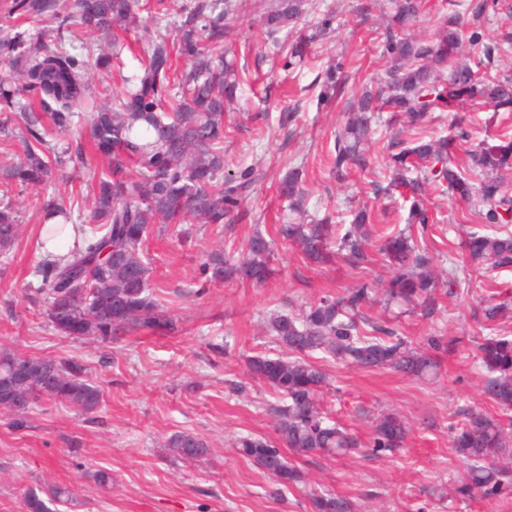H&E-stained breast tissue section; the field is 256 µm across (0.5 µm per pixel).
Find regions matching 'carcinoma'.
Returning a JSON list of instances; mask_svg holds the SVG:
<instances>
[{
    "label": "carcinoma",
    "instance_id": "cac0c4a2",
    "mask_svg": "<svg viewBox=\"0 0 512 512\" xmlns=\"http://www.w3.org/2000/svg\"><path fill=\"white\" fill-rule=\"evenodd\" d=\"M251 0H194L179 10L174 22L176 50L189 70L177 72L165 36L146 40L142 75L138 84L112 97V105L98 103L89 86L84 59L66 48L67 35L110 31L116 24L135 21L141 0H72L65 14L56 11L57 0H19L17 8L29 18L58 20L51 38L26 39L16 35L0 43L8 54L10 79L0 81V132L19 121L24 128L23 156L5 157L0 163V188L13 184L33 189L50 183L54 171L70 163L88 165L82 146L58 152L46 140L44 118L60 132L84 118L95 150L109 159L108 169L97 174L96 191L88 223L97 231L74 242L60 261H44L37 267L38 292L47 295L46 316L61 336L108 340L124 333L168 326L170 317L155 298L150 284L149 262L139 245L151 224H180L192 216L204 224H222L231 218L253 182L244 169L224 177V107L240 86L233 65L224 60L230 26L226 17L249 12ZM306 0H273L261 17L267 33L285 28L281 48L288 50L287 66L303 59L313 41L331 29L334 18L323 15L317 22L305 20ZM392 10L377 31L387 80L376 89H364L349 104V116L334 141L333 174L345 179L349 169L364 170L369 160L365 146L375 134L373 114L390 112L406 119L413 136L387 141L388 182L374 184L375 193L417 197L430 186L466 202L477 200L468 211L483 232L469 234L465 249L474 261H488L495 268L512 266V189L504 174H512V129L500 130L489 139L469 143L458 159L452 147L468 143L460 129L446 137L427 135L425 122L434 112H453L465 106L492 110L487 124L497 123L499 113H512V71L503 73L497 62L512 43L507 33L497 39L484 28L489 11L512 14L508 0H466L464 12H454L438 25L435 37L411 31L421 10V0H391ZM347 78L343 63L326 67L321 74V99L344 93ZM279 192L290 202L288 222L277 235L298 246L310 264L327 262L331 245L353 266L368 262L367 247L374 229L373 211L358 209L348 224L330 219L305 221L304 197L299 172L291 168L279 182ZM42 212L70 221V212L54 194L40 198ZM19 236L17 212L0 206V255L14 246ZM274 240L257 232L245 253L232 264L221 253L203 264L210 279L222 280L235 271L253 283L266 282ZM380 252L392 275L382 288L385 304L401 313L420 312L430 319L438 311L439 279L433 272L427 248L412 236L390 231L381 236ZM376 286L363 281L336 297H326L295 317H274L269 329L286 353L256 356L249 372L286 400L277 409L278 443L245 437L237 441L239 452L286 487L301 478L283 448L298 456L323 454L340 457L364 446L381 457L403 447L410 426L392 412L376 418L368 443L337 423L322 410L321 389L325 373L298 355L311 351L362 369H393L407 377L423 379L438 369L433 352L440 339L431 338L429 349L418 350L397 330L383 326L363 313ZM508 302L489 292L481 308L483 328L475 349L482 370V393L507 416L508 422L483 412H471L456 429L452 443L467 470L456 492L495 498L512 485V336L498 332ZM30 364V377L20 384L24 410L13 412L17 429L28 427L29 415L42 400L65 401L86 415L98 411L100 388L85 376L76 360L60 361L7 351L0 352V381L13 376L15 365ZM164 447L174 457L198 460L210 453L203 438L175 433ZM70 496L56 487L41 497L31 490L25 496L26 512H57L53 505ZM317 512H353L343 496L325 495L315 500Z\"/></svg>",
    "mask_w": 512,
    "mask_h": 512
}]
</instances>
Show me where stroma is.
Here are the masks:
<instances>
[{
	"label": "stroma",
	"instance_id": "1",
	"mask_svg": "<svg viewBox=\"0 0 512 512\" xmlns=\"http://www.w3.org/2000/svg\"><path fill=\"white\" fill-rule=\"evenodd\" d=\"M268 2L255 0L235 29L233 51L247 81L239 103L224 113V173L250 167L254 183L232 222L154 224L141 246L173 329L144 330L114 342L59 335L46 318L47 298L38 293L34 274L41 260L37 226L44 221L39 193L17 187L9 194L22 236L8 257L0 256V351L78 360L101 387L103 401L91 416L64 402H43L25 429L0 416V512H26L28 491L56 485L73 493L58 503L59 512H315L314 498L326 494L349 498L355 512H512V490L494 499L457 494L465 467L452 445L468 411L492 410L481 392L472 340L484 332L477 310L487 289L512 301V268L470 264L463 244L474 227L458 221L467 203L429 190L423 202L434 221L412 226L408 200L374 194L373 183L385 180L387 139L410 136L405 123H391L389 113L377 121L368 169L352 170L341 184L331 177L328 151L346 120L347 97L384 75L375 34L382 16L363 22L355 0H316L318 12L335 13V30L312 44L307 65L292 70L258 26ZM111 41V34L97 32L79 49L92 90L107 103L121 90L111 68L97 63ZM338 57L349 74L345 97L323 108L316 80ZM91 163L88 169L63 168L48 186L76 223L91 209L92 170L104 165L96 156ZM291 167L302 174L310 217L337 221L357 205L374 210L370 262L357 268L335 255L314 265L277 240L266 283L257 286L238 275L206 280L201 266L211 250L238 255L255 232L274 237L287 207L276 183ZM404 228L428 246L452 292L441 297V311L431 320L399 314L379 295L367 314L391 322L415 346L440 338L436 375L417 380L392 370L357 369L319 351L306 359L327 376L320 400L330 420L365 441L376 417L394 412L408 420L411 433L403 448L380 458L362 448L339 458L293 457L303 479L278 487L236 447L246 436L275 439L274 410L285 403L250 376L247 361L281 353L269 330L274 314H299L362 281L386 282L391 270L378 252L379 235ZM176 432L204 438L211 456L173 459L164 441ZM101 472L111 483L98 481Z\"/></svg>",
	"mask_w": 512,
	"mask_h": 512
}]
</instances>
